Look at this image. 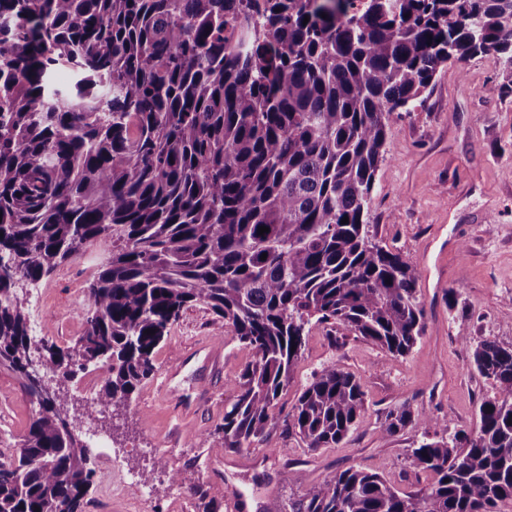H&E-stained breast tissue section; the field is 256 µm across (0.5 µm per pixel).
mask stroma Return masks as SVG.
<instances>
[{
  "instance_id": "obj_1",
  "label": "stroma",
  "mask_w": 512,
  "mask_h": 512,
  "mask_svg": "<svg viewBox=\"0 0 512 512\" xmlns=\"http://www.w3.org/2000/svg\"><path fill=\"white\" fill-rule=\"evenodd\" d=\"M501 81L499 67L485 57L451 62L439 69L421 107L390 117L367 222L376 243L402 253L419 271L426 331L412 352L396 359L353 333L312 326L268 436L252 448L224 452L218 428L237 395L234 379L252 354L211 311L188 306L129 406L90 420L86 375L60 383L71 412L100 441L91 452L96 476L86 504H102L106 512H199L190 493L198 484L220 512H230L229 501L239 494L245 512H264L301 494L295 472L311 485L351 466L380 473L405 493L431 482L409 459L422 430L389 435L381 425L391 409L406 404L420 419L448 418L449 431L477 432L478 407L494 388L472 365L473 344L512 345V96L499 94ZM100 252L87 248L40 282L43 311L29 319L41 321L42 337L64 345L82 334ZM197 342L221 349L222 371L208 378L196 412L186 418L179 396L196 391V374L185 372L174 395L157 387ZM334 363L360 379L364 416L348 439L311 452L283 433L281 422L313 373ZM35 410L16 375L0 368V462L15 456Z\"/></svg>"
}]
</instances>
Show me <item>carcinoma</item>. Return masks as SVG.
Returning a JSON list of instances; mask_svg holds the SVG:
<instances>
[{
    "label": "carcinoma",
    "instance_id": "carcinoma-1",
    "mask_svg": "<svg viewBox=\"0 0 512 512\" xmlns=\"http://www.w3.org/2000/svg\"><path fill=\"white\" fill-rule=\"evenodd\" d=\"M478 55L512 93V0H0V367L38 405L0 464V512H82L95 475L80 420L60 391L41 399L30 360L61 381L101 371L93 409L127 406L202 304L252 352L220 428L239 451L266 437L312 322L408 355L426 328L419 272L373 241L371 194L390 116ZM98 243L82 335L35 339L18 288ZM472 358L495 392L477 433L450 436L443 418L411 449L430 485L404 494L350 467L274 512L512 502V346L481 340ZM364 396L332 364L284 427L329 448ZM409 426L422 423L403 405L382 431Z\"/></svg>",
    "mask_w": 512,
    "mask_h": 512
}]
</instances>
